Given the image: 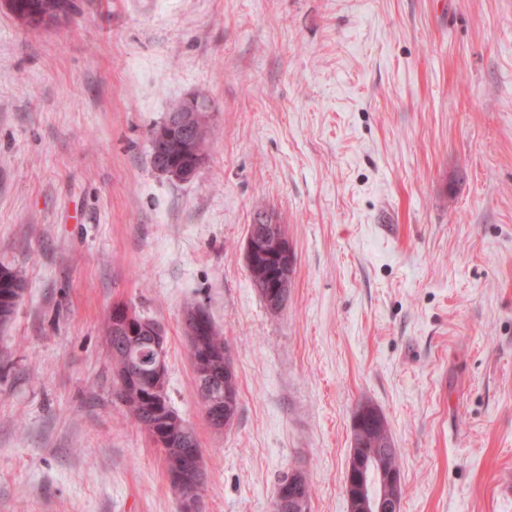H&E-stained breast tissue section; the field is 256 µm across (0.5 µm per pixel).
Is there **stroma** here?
Returning <instances> with one entry per match:
<instances>
[{
  "instance_id": "obj_1",
  "label": "stroma",
  "mask_w": 512,
  "mask_h": 512,
  "mask_svg": "<svg viewBox=\"0 0 512 512\" xmlns=\"http://www.w3.org/2000/svg\"><path fill=\"white\" fill-rule=\"evenodd\" d=\"M0 8V512H179L114 394V306L167 329V392L197 432L204 512H350L359 403L400 450V512H512V0H76ZM203 96L187 181L150 136ZM295 254L271 313L245 260L256 207ZM224 332L239 414L197 395L186 304ZM0 283H1V294H0V326L6 325L12 319L17 302H14L13 298H20L24 290V276L20 269L0 264ZM19 290V293H15L13 289ZM7 296L2 299V295ZM2 315H6L2 322ZM294 475L299 480V484L296 479L287 478L277 487L273 501L274 512H307V503L310 500L308 480L305 474L300 471H296ZM297 484L299 485L301 495L306 500L299 496L296 489Z\"/></svg>"
}]
</instances>
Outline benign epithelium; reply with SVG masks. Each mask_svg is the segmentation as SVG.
<instances>
[{
  "label": "benign epithelium",
  "instance_id": "benign-epithelium-1",
  "mask_svg": "<svg viewBox=\"0 0 512 512\" xmlns=\"http://www.w3.org/2000/svg\"><path fill=\"white\" fill-rule=\"evenodd\" d=\"M69 18L66 5H61L52 14H33L25 17L26 26L30 30L47 28L59 21ZM206 127L204 118L196 99L190 98L167 114L166 119L150 138L151 158L157 171L183 180L192 178L206 157ZM187 153L192 164L181 167L174 164V158ZM256 227L248 233L245 247L246 262L255 265L256 258L277 257L279 264H284L291 256V246L282 225L275 216L263 212L255 219ZM263 224L260 230L257 225ZM288 283L283 276H268L265 301L275 308L280 302V295ZM112 331L109 339L115 340L114 352H119L121 344L127 340L144 343L150 346L151 359L147 364L148 376L155 396H161L166 388L167 364L165 336L162 324L151 318H136L124 307L112 310ZM210 324L207 310L196 306L183 313L182 330L189 348L196 352L195 362L199 367L208 366L216 359L210 350L201 347V338ZM205 415L211 427L222 431L234 423L235 399L224 392V388L215 385L203 374L199 379ZM144 428L166 454L175 449L179 462L167 470L169 483L179 501L181 512H201L202 488L207 474L202 450L197 448L196 439L191 425H183L181 441L173 446L167 444L165 430L157 428V421L151 419L144 422ZM346 494L357 493L358 512H388L384 496H376L367 490V482L374 479L379 482L385 493L401 486V473L388 467L376 458H365L352 453L351 462L347 467ZM298 481L285 479L276 489L274 495L275 512H307V503L299 496L296 489Z\"/></svg>",
  "mask_w": 512,
  "mask_h": 512
}]
</instances>
